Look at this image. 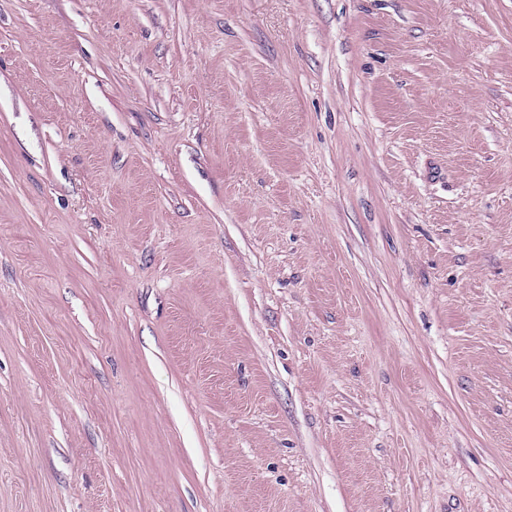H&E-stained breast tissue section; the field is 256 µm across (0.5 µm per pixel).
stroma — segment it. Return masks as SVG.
Segmentation results:
<instances>
[{
  "label": "stroma",
  "mask_w": 512,
  "mask_h": 512,
  "mask_svg": "<svg viewBox=\"0 0 512 512\" xmlns=\"http://www.w3.org/2000/svg\"><path fill=\"white\" fill-rule=\"evenodd\" d=\"M0 512H512V0H0Z\"/></svg>",
  "instance_id": "stroma-1"
}]
</instances>
